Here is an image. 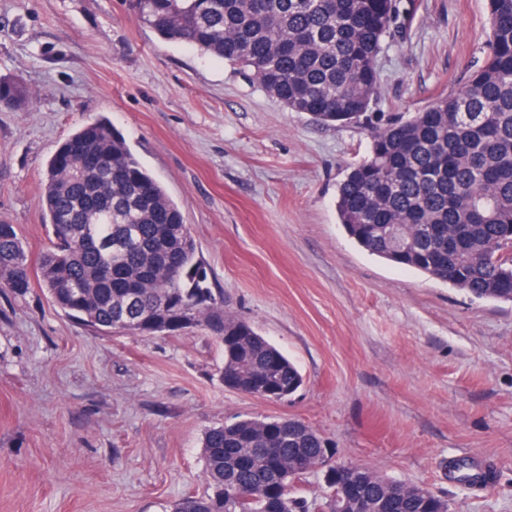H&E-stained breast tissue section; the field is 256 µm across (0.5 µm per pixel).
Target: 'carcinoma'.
<instances>
[{
  "mask_svg": "<svg viewBox=\"0 0 512 512\" xmlns=\"http://www.w3.org/2000/svg\"><path fill=\"white\" fill-rule=\"evenodd\" d=\"M138 18L161 39L190 46L252 73L293 112L346 125L363 117L377 94L376 59L399 17L397 0H132ZM482 65L458 91L407 120L371 132L369 157L339 188L336 212L354 242L372 255L449 283L468 294L512 302V0H488ZM26 90L0 79V106ZM82 156L59 167L72 142ZM125 169L119 186L110 168ZM148 184L151 195L140 189ZM43 206L51 247L40 281L67 315L106 330L139 334L134 322L170 334L171 308L189 301L203 268L184 216L136 158L110 120L70 135L46 167ZM167 216L164 224L154 214ZM28 254L15 225L0 222V292L31 288ZM193 317L224 348L222 378L245 394L296 393L303 384L288 357L246 320L209 294ZM328 443L292 418H241L206 430L204 489L171 512H310L290 495L324 460ZM350 479L369 512H449L424 487L350 464L327 478L321 512H336L338 483Z\"/></svg>",
  "mask_w": 512,
  "mask_h": 512,
  "instance_id": "cac0c4a2",
  "label": "carcinoma"
}]
</instances>
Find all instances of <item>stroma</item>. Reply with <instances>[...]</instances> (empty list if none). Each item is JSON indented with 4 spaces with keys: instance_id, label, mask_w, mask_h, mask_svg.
I'll return each instance as SVG.
<instances>
[{
    "instance_id": "1",
    "label": "stroma",
    "mask_w": 512,
    "mask_h": 512,
    "mask_svg": "<svg viewBox=\"0 0 512 512\" xmlns=\"http://www.w3.org/2000/svg\"><path fill=\"white\" fill-rule=\"evenodd\" d=\"M362 123L293 112L237 66L140 23L130 0H0V222L50 246L47 161L109 118L185 216L208 281L303 377L270 402L226 388L205 329L106 333L40 284L0 293V512H167L203 488L207 428L294 418L339 463L419 483L450 512H512V303L362 250L335 203L369 129L411 117L480 65L487 0H400ZM486 468L475 492L447 465Z\"/></svg>"
}]
</instances>
